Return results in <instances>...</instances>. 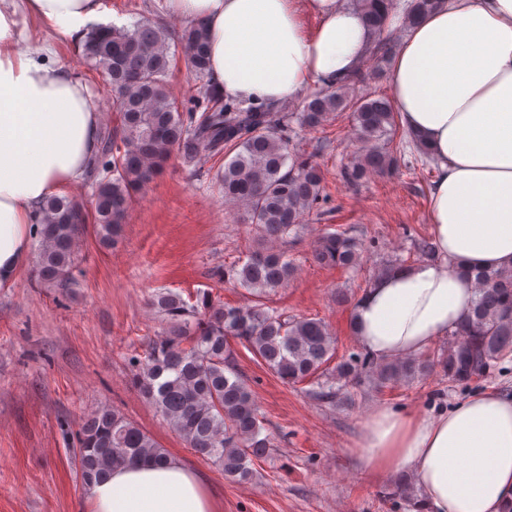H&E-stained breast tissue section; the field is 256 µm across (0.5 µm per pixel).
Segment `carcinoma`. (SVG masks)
Listing matches in <instances>:
<instances>
[{
  "instance_id": "carcinoma-1",
  "label": "carcinoma",
  "mask_w": 512,
  "mask_h": 512,
  "mask_svg": "<svg viewBox=\"0 0 512 512\" xmlns=\"http://www.w3.org/2000/svg\"><path fill=\"white\" fill-rule=\"evenodd\" d=\"M440 0H410L402 28L415 25ZM364 26L373 35L366 59L389 61L397 38L385 33L393 0H355ZM89 68L112 91L119 113V135H103L89 171L95 203L87 211L69 195L48 197L39 211L36 273L46 288L75 285L80 227L95 225L98 243L112 248L122 237L128 209L173 149L188 163L224 157L217 181L224 199L237 204L251 225L257 246L246 260L224 267V281L244 288L255 301L226 306L204 293L189 304L173 292H160L152 306L168 325L149 339L143 355L130 359L131 383L189 448L211 459L224 477L252 479L254 461L272 446L263 434L253 393L236 368L230 340L246 347L285 383L304 381L314 395L333 402L338 392L372 376L381 390L394 388L439 368L449 382L463 385L482 376L490 362L512 353V267L473 272L477 299L471 313L452 332L448 345L423 358L381 363L370 354L337 358L336 337L319 318H284L263 298L282 287L293 264L276 242L298 237L307 217L324 199V175L311 156L290 154L295 127L316 129L337 112L350 113L361 144L342 174L350 186L398 168L401 146L393 145L396 116L389 98L359 91L364 68L308 97L298 112L226 100L204 89L205 110L183 118L170 97L167 76L177 54L186 56L199 76L208 74V33L198 24L173 43L156 21L132 26L92 25L79 43ZM423 260L436 258L432 240H414ZM362 244L347 230L326 231L317 241L316 261L349 270L361 261ZM76 455L84 485L103 479L112 467L134 461L163 462L167 451L145 430L114 408L88 416L77 433Z\"/></svg>"
}]
</instances>
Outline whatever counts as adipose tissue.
I'll list each match as a JSON object with an SVG mask.
<instances>
[{"instance_id":"adipose-tissue-1","label":"adipose tissue","mask_w":512,"mask_h":512,"mask_svg":"<svg viewBox=\"0 0 512 512\" xmlns=\"http://www.w3.org/2000/svg\"><path fill=\"white\" fill-rule=\"evenodd\" d=\"M166 2L186 26L205 24L210 84L248 105L334 85L372 42L344 0ZM102 14L101 0H0V285L27 265L45 199L80 183L100 146L88 86L50 49H19L32 36L25 22L77 43ZM389 82L403 128L434 161L428 220L440 258L357 300L354 335L382 361L418 355L465 321L477 294L459 267H512V0H442L405 33ZM354 453L371 478L413 473L424 512H505L512 396L487 390L435 415L379 405ZM86 500L88 512H216L204 474L174 454L113 468Z\"/></svg>"}]
</instances>
